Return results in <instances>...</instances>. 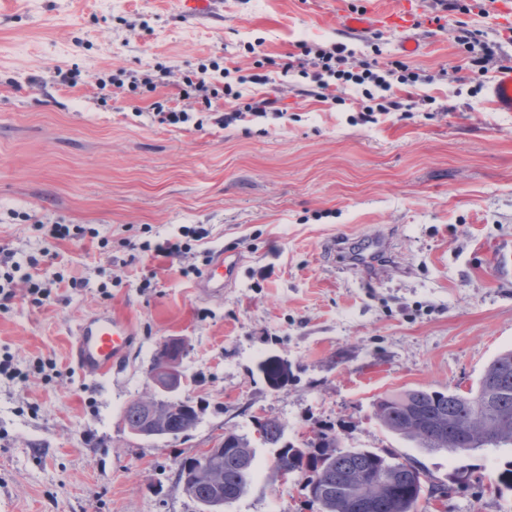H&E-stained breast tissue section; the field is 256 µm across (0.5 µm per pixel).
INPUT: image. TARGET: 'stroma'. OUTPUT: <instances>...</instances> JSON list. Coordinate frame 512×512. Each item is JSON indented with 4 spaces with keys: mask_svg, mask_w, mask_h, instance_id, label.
<instances>
[{
    "mask_svg": "<svg viewBox=\"0 0 512 512\" xmlns=\"http://www.w3.org/2000/svg\"><path fill=\"white\" fill-rule=\"evenodd\" d=\"M436 27V0H411L418 54L381 27L343 39L324 0H213L185 17L178 0H0V250L37 258L56 281L51 303L15 297L0 309V512H201L178 484L185 458L225 431L256 453L248 491L224 512H318L303 477L273 480L274 451L256 418L274 417L296 447L333 432L344 448L389 451L448 488L421 512H512L494 480L512 446L429 452L387 432L374 416L381 394L474 385L512 348V112L493 108L490 76L472 72L458 23L483 26V0H459ZM346 42L379 64L405 59L419 80L398 85L393 111L363 121L361 89L335 99L310 80L284 77L294 43ZM275 77L260 88L283 117L220 124L234 103H196L191 121L159 124L151 105L176 98L180 75L200 64ZM163 64L155 91L111 88L97 78ZM79 67L76 86L57 69ZM81 224L98 239L56 240L33 228ZM210 232L206 247L176 257L142 253L182 226ZM389 240L398 266L367 280L332 260L345 237ZM243 261L223 295H200L204 250ZM84 287H68L69 278ZM110 310L135 336L102 378L71 358L76 327ZM184 344L180 399L194 429L164 439L134 435L126 405L149 392L165 341ZM281 375L270 382L268 363ZM470 476L455 484L456 473Z\"/></svg>",
    "mask_w": 512,
    "mask_h": 512,
    "instance_id": "obj_1",
    "label": "stroma"
}]
</instances>
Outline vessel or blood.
Masks as SVG:
<instances>
[{
  "label": "vessel or blood",
  "mask_w": 512,
  "mask_h": 512,
  "mask_svg": "<svg viewBox=\"0 0 512 512\" xmlns=\"http://www.w3.org/2000/svg\"><path fill=\"white\" fill-rule=\"evenodd\" d=\"M341 30L352 36L372 32L380 22L398 24L402 21L401 9L374 11L372 6L348 7L337 10ZM490 92L494 106L504 112H512V65L499 69L494 75ZM360 249L363 262L357 264L358 272L368 275L382 274L386 265L385 255L392 250L390 242L373 237L363 240ZM239 257L234 252L217 251L213 254L197 288L201 294L212 297L223 295L236 279ZM133 341L130 324L107 311L84 318L77 327L72 347L79 371L89 377H103L128 355Z\"/></svg>",
  "instance_id": "b4317fda"
}]
</instances>
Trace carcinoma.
I'll return each mask as SVG.
<instances>
[{
  "instance_id": "obj_1",
  "label": "carcinoma",
  "mask_w": 512,
  "mask_h": 512,
  "mask_svg": "<svg viewBox=\"0 0 512 512\" xmlns=\"http://www.w3.org/2000/svg\"><path fill=\"white\" fill-rule=\"evenodd\" d=\"M165 409L155 425L159 437H177L192 430L198 414L187 400H170L157 392L142 396L123 410L130 432L144 425L142 404ZM375 416L391 434L428 451L465 453L512 445V349L497 354L484 368L476 387L465 394L411 388L385 394L374 402ZM264 444L276 449L273 471L306 476L309 502L318 512H418L422 498L439 499L447 490L429 482L412 462L366 448H342L334 433H320L297 448L284 441L275 418L255 420ZM202 456L179 462L177 482L187 495L216 509L241 497L256 473L255 454L247 436L224 432V447L208 468Z\"/></svg>"
}]
</instances>
